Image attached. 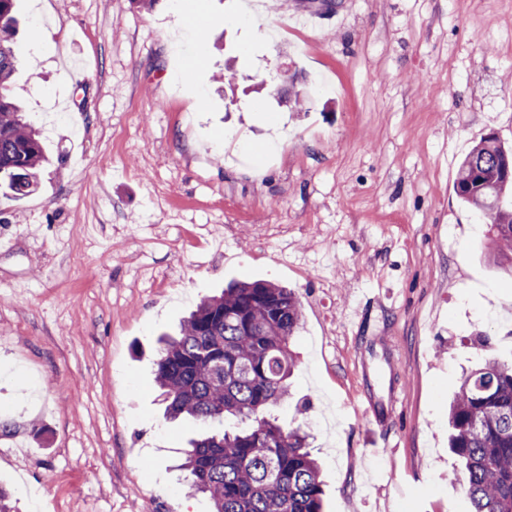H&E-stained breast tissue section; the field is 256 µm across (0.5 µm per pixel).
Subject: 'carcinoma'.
I'll return each instance as SVG.
<instances>
[{"mask_svg":"<svg viewBox=\"0 0 512 512\" xmlns=\"http://www.w3.org/2000/svg\"><path fill=\"white\" fill-rule=\"evenodd\" d=\"M16 0H0V193L23 196L46 161L40 131L12 93L21 52ZM455 194L486 224L495 264L512 279V148L483 136L458 167ZM300 302L267 281L234 283L204 299L177 337L161 340L155 379L172 418L215 426L190 442V488L212 512H323L322 479L301 426L271 410L288 402ZM245 427L229 431L225 421ZM448 448L463 466L471 512H512V361L466 372L448 410Z\"/></svg>","mask_w":512,"mask_h":512,"instance_id":"obj_1","label":"carcinoma"}]
</instances>
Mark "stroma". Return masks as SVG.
Listing matches in <instances>:
<instances>
[{
    "instance_id": "1",
    "label": "stroma",
    "mask_w": 512,
    "mask_h": 512,
    "mask_svg": "<svg viewBox=\"0 0 512 512\" xmlns=\"http://www.w3.org/2000/svg\"><path fill=\"white\" fill-rule=\"evenodd\" d=\"M207 3L199 37L172 0H18L50 162L0 195V486L14 512H211L158 336L265 280L301 303L273 414L307 417L324 512H470L448 404L512 359V282L453 182L482 135L512 145V0Z\"/></svg>"
}]
</instances>
